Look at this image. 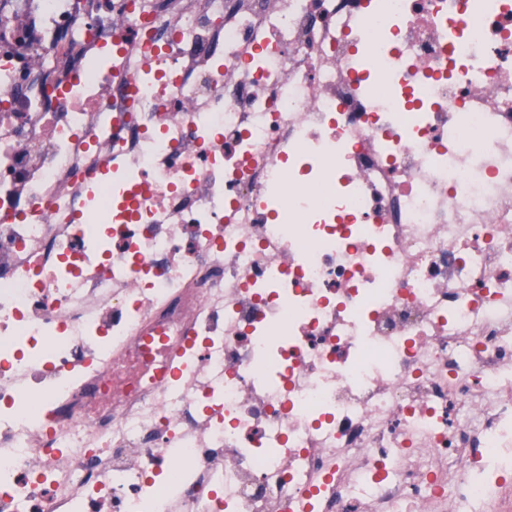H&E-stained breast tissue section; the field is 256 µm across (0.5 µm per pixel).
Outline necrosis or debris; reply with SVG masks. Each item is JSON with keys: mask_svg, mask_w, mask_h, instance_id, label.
<instances>
[{"mask_svg": "<svg viewBox=\"0 0 512 512\" xmlns=\"http://www.w3.org/2000/svg\"><path fill=\"white\" fill-rule=\"evenodd\" d=\"M0 512H512V0H0Z\"/></svg>", "mask_w": 512, "mask_h": 512, "instance_id": "1", "label": "necrosis or debris"}]
</instances>
